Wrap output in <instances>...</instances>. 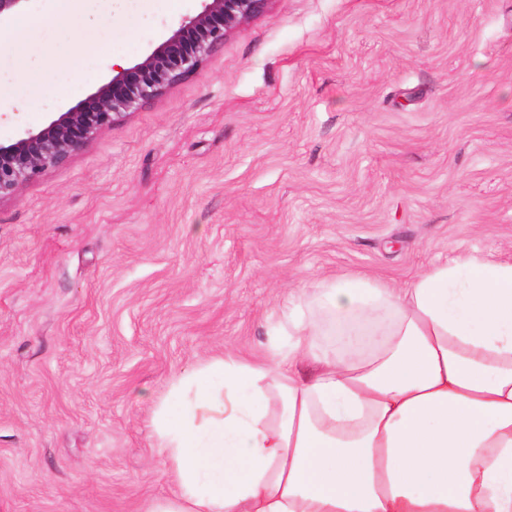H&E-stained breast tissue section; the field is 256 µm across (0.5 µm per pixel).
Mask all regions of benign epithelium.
<instances>
[{
    "mask_svg": "<svg viewBox=\"0 0 512 512\" xmlns=\"http://www.w3.org/2000/svg\"><path fill=\"white\" fill-rule=\"evenodd\" d=\"M272 0H201L200 11L167 31L142 61L112 71L83 101L57 112L42 128L0 143V200L50 167L64 164L94 135L156 100L198 70L235 30Z\"/></svg>",
    "mask_w": 512,
    "mask_h": 512,
    "instance_id": "1",
    "label": "benign epithelium"
}]
</instances>
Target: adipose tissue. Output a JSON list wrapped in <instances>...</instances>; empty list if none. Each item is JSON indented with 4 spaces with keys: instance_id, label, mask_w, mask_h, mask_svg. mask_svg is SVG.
I'll return each instance as SVG.
<instances>
[{
    "instance_id": "ef3b65f1",
    "label": "adipose tissue",
    "mask_w": 512,
    "mask_h": 512,
    "mask_svg": "<svg viewBox=\"0 0 512 512\" xmlns=\"http://www.w3.org/2000/svg\"><path fill=\"white\" fill-rule=\"evenodd\" d=\"M129 3L13 13L0 81L79 72L73 46L110 52ZM151 425L175 490L147 512H512V261L457 259L403 288L324 279L263 361L185 374Z\"/></svg>"
}]
</instances>
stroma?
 <instances>
[{"mask_svg": "<svg viewBox=\"0 0 512 512\" xmlns=\"http://www.w3.org/2000/svg\"><path fill=\"white\" fill-rule=\"evenodd\" d=\"M199 7L127 14L84 72ZM71 80L15 88L0 141ZM488 255L512 259V0H274L0 200V512H146L173 488L155 404L264 355L289 293Z\"/></svg>", "mask_w": 512, "mask_h": 512, "instance_id": "obj_1", "label": "stroma"}]
</instances>
